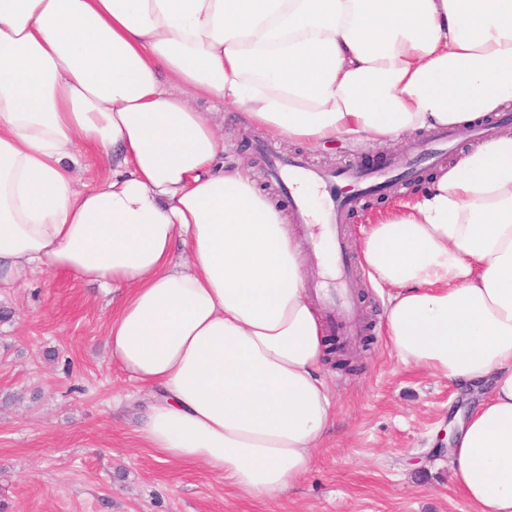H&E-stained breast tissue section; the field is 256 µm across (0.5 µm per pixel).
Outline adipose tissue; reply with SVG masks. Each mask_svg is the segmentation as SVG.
Here are the masks:
<instances>
[{
	"label": "adipose tissue",
	"mask_w": 512,
	"mask_h": 512,
	"mask_svg": "<svg viewBox=\"0 0 512 512\" xmlns=\"http://www.w3.org/2000/svg\"><path fill=\"white\" fill-rule=\"evenodd\" d=\"M198 98L311 149L465 126L512 100V0H0V283L125 289L107 346L152 391L141 439L272 501L334 421L325 326L292 226L221 165ZM80 143L112 162L84 191ZM361 255L402 363L491 384L451 467L512 512V134L364 224Z\"/></svg>",
	"instance_id": "1"
}]
</instances>
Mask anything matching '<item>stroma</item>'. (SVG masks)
I'll return each instance as SVG.
<instances>
[{
    "mask_svg": "<svg viewBox=\"0 0 512 512\" xmlns=\"http://www.w3.org/2000/svg\"><path fill=\"white\" fill-rule=\"evenodd\" d=\"M224 160L243 166L257 189L294 223L309 265L320 257L314 221L297 222L293 187L277 184L256 156L260 144L299 155L314 169L383 168L429 142L422 130L397 141L344 142L312 150L245 127L241 110H214ZM413 184L362 200L343 226L351 271L331 280L371 322L372 341L353 373L325 368L335 425L311 471L275 501L253 499L195 465L163 462L137 433L150 395L111 360L107 328L121 290L106 293L66 270L36 272L0 288V512H480L456 486L445 450L460 418L489 394L401 364L383 332L387 289L374 287L360 257L367 212L412 194Z\"/></svg>",
    "mask_w": 512,
    "mask_h": 512,
    "instance_id": "obj_1",
    "label": "stroma"
}]
</instances>
